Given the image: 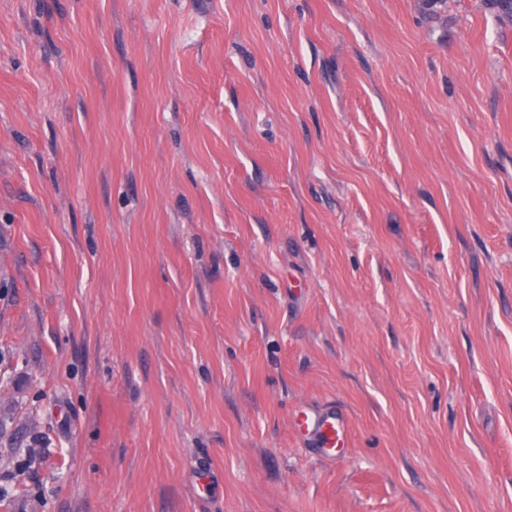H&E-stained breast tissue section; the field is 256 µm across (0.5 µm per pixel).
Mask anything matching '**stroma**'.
<instances>
[{"instance_id":"stroma-1","label":"stroma","mask_w":512,"mask_h":512,"mask_svg":"<svg viewBox=\"0 0 512 512\" xmlns=\"http://www.w3.org/2000/svg\"><path fill=\"white\" fill-rule=\"evenodd\" d=\"M0 485L512 512V14L0 0ZM307 444L322 459L336 460V448L343 446L348 435L347 418L336 406L304 410L301 415Z\"/></svg>"}]
</instances>
